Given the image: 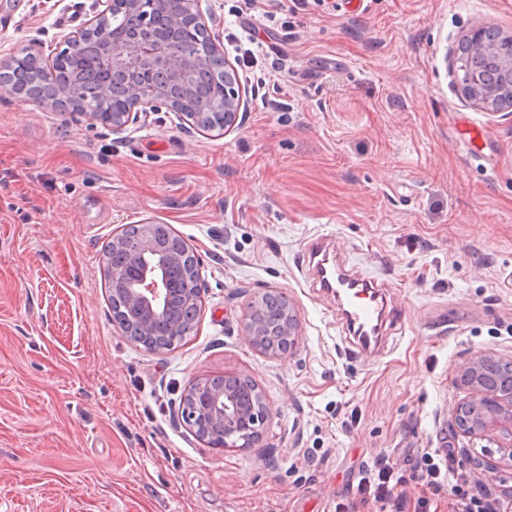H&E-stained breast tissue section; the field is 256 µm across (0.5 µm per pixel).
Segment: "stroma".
<instances>
[{
  "mask_svg": "<svg viewBox=\"0 0 512 512\" xmlns=\"http://www.w3.org/2000/svg\"><path fill=\"white\" fill-rule=\"evenodd\" d=\"M92 0H0V54L48 58ZM240 70L241 124L175 113L129 136L0 97V512H336L361 462L391 457L415 512L424 457L464 368L512 361V114L470 101L449 58L474 26L512 35V0H201ZM171 225L202 262L196 328L173 350L112 318L102 255L124 225ZM383 284L379 335L353 351L305 249ZM288 295L295 347L253 349L243 319ZM252 377L254 447L196 437V379Z\"/></svg>",
  "mask_w": 512,
  "mask_h": 512,
  "instance_id": "1",
  "label": "stroma"
}]
</instances>
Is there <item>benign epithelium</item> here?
Listing matches in <instances>:
<instances>
[{"label":"benign epithelium","mask_w":512,"mask_h":512,"mask_svg":"<svg viewBox=\"0 0 512 512\" xmlns=\"http://www.w3.org/2000/svg\"><path fill=\"white\" fill-rule=\"evenodd\" d=\"M201 0H123L127 15L137 18L136 32L122 41L109 36V14L112 0H94L83 25L63 36L65 47L78 48L83 44L99 55L103 69L120 73L131 79L127 107L122 112H89L90 120L112 129V133H124L135 116L146 112L178 113L183 123L191 129L203 131L208 125L209 113L177 112V101L172 90L183 88L193 77L205 72L215 59L224 58L223 43L216 32L215 20L200 9ZM156 12L169 15L171 26L188 16L207 38L211 54L204 57L192 49L173 47L174 38H167L153 30ZM471 54L483 57L496 53L495 27L483 24L473 28L465 37ZM500 82H491L478 70L472 73L464 93L479 105L512 109V54L500 58L497 63ZM239 76L229 62H224V132L239 124L242 99L235 90ZM80 97L67 87L48 101L53 109H79ZM169 227L161 222L149 221L141 236L132 238L112 236V250L124 256V264L112 272V293L122 296L137 321L140 333L153 335V324L162 317L166 291L175 285L182 289L185 301L199 304L202 300L203 279L201 262L190 250L175 252L163 244ZM285 323L282 332L293 346L297 340V320L287 297ZM244 332L248 343L256 350L278 356L283 350L269 348L264 343L265 333L255 318V313L244 315ZM498 359L483 356L471 362L462 377L472 392L469 400L456 409L453 429L464 436L487 441L481 451L486 461L481 463L478 483L488 486L497 480L498 465L512 467V390L490 388L487 368ZM248 378L242 373H226L219 378H202L192 382L187 391L201 396L202 409L216 430L221 441L213 447L222 450L247 448L263 438L269 411L263 395H258L259 406L241 401L225 384ZM499 458H494V455Z\"/></svg>","instance_id":"benign-epithelium-1"}]
</instances>
